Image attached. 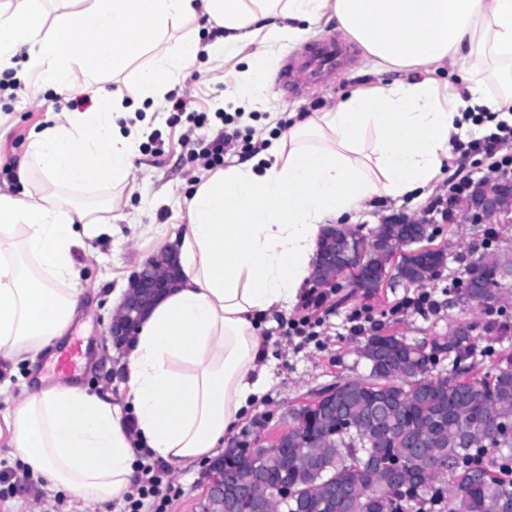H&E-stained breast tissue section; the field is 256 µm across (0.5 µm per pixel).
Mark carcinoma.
<instances>
[{
	"instance_id": "1",
	"label": "carcinoma",
	"mask_w": 512,
	"mask_h": 512,
	"mask_svg": "<svg viewBox=\"0 0 512 512\" xmlns=\"http://www.w3.org/2000/svg\"><path fill=\"white\" fill-rule=\"evenodd\" d=\"M479 281L481 288L470 284ZM512 278L498 274L497 250H485L467 264L456 295L464 309L502 311ZM474 323H458L442 336L410 343L396 334H372L361 350L367 378L336 383V417L313 402L288 412V436L278 447L250 449L245 464L281 480V456L301 450L314 459L288 472V483L309 502L307 512H333L318 499L328 484L349 488L356 512H505L512 504V430L500 416L512 412V346L497 351L490 371L479 368L474 350ZM448 354V371L434 372L437 358ZM385 404L391 424L358 432L355 425ZM415 434L427 459L409 452L406 439ZM448 459V471L429 470L423 483L392 486L377 460H395L407 471Z\"/></svg>"
}]
</instances>
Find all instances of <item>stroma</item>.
I'll return each instance as SVG.
<instances>
[{
	"instance_id": "obj_1",
	"label": "stroma",
	"mask_w": 512,
	"mask_h": 512,
	"mask_svg": "<svg viewBox=\"0 0 512 512\" xmlns=\"http://www.w3.org/2000/svg\"><path fill=\"white\" fill-rule=\"evenodd\" d=\"M238 60L224 68H212L206 55H199L175 86L176 95H190V112L173 113L165 105L154 108L148 123L149 133L137 142L132 157V175L126 188L97 187L75 193L76 202L98 210L112 205L113 236L90 238L85 254L77 261L81 284L87 290L84 310L74 320L65 344L82 341L84 356L77 369V384L95 390L106 385L112 372L111 343L106 342V328L113 313L112 294L150 256L168 245L181 224L187 223V200L197 177L205 170L197 153L201 139H214L223 129L237 131L235 150L228 152L225 163L246 159L245 146L262 137H275L285 130L289 113L317 112L359 87L388 81V74L376 73L360 48H353L348 65L337 72L331 86L302 88L288 101L275 98L257 101L249 123H242L236 112L218 117L224 103L225 73L241 69ZM16 100L0 94V193H18L21 186L14 175L22 162L33 132L45 125L55 103H67L68 94L51 88L35 89L33 78H26L16 92ZM206 113L203 128H195L191 117ZM462 171L470 181L489 174L488 164L458 169L448 162L433 185L431 193L419 201L377 202L371 209L354 212L351 223L363 231L394 214L427 217L434 230L428 244L449 251L446 266L428 283L425 292L436 304L433 311L420 314L398 310L403 299L416 297L420 290L391 282L384 283L371 295L355 293L348 279H340L335 292L329 293L318 311L323 323L315 335L303 336L291 327L297 309L279 313L265 328V352L269 361V387L262 399L240 424L232 443L236 446H271L288 422L290 408L312 401L315 395L342 379H361L369 365L359 348L365 337L381 330L419 342L447 333L449 324L476 321L486 324L485 313L466 314L450 304L453 283L460 279L465 264L484 250L485 243L498 247L505 257H512V223L453 224L448 220V181L455 171ZM16 462L9 454L6 440H0V512H79L72 497L63 492L37 488L33 479H13ZM209 466L194 462L173 466L169 476L173 489L164 512H200L208 485Z\"/></svg>"
}]
</instances>
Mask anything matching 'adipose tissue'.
Returning <instances> with one entry per match:
<instances>
[{"mask_svg":"<svg viewBox=\"0 0 512 512\" xmlns=\"http://www.w3.org/2000/svg\"><path fill=\"white\" fill-rule=\"evenodd\" d=\"M201 15L222 36L169 46L170 32ZM329 22L376 72L403 79L290 113L266 149L196 186L171 239L180 279L117 355L118 393L41 384L8 400L13 459L89 512L133 493L137 449L173 465L223 453L268 384L262 329L297 303L326 226L376 199L425 192L465 139L466 113L512 123V0H72L51 19L43 0H0V69L22 53L39 86L82 93L147 52L136 82L154 102L198 54L219 68L245 52L248 67L224 77L236 109L267 96L284 49ZM445 65L462 71L463 87L434 79ZM490 74L499 96L486 92ZM95 101L51 115L17 170L21 192L0 194V357L34 361L56 346L86 303L75 255L112 233L55 192L128 182L145 123L120 96L99 89Z\"/></svg>","mask_w":512,"mask_h":512,"instance_id":"adipose-tissue-1","label":"adipose tissue"}]
</instances>
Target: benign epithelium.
<instances>
[{
	"label": "benign epithelium",
	"instance_id": "1",
	"mask_svg": "<svg viewBox=\"0 0 512 512\" xmlns=\"http://www.w3.org/2000/svg\"><path fill=\"white\" fill-rule=\"evenodd\" d=\"M455 224H496L512 222V176L488 174L468 193H459L451 204ZM428 224L414 216L393 215L380 228L363 233L346 224L330 225L322 233L319 260L313 278L321 285L335 281L336 270L354 265L360 278L354 287L366 294L376 286L394 280L406 287L430 282L436 266L447 263L448 253L441 248H417V264L409 268L398 263L401 249L393 247L392 233L400 242L414 245L426 236ZM180 274V258L174 249H164L149 258L133 276L131 288L112 314L107 340L121 350L135 335L144 314L173 286ZM207 502L216 512H224V484L210 482Z\"/></svg>",
	"mask_w": 512,
	"mask_h": 512
}]
</instances>
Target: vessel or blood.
Returning <instances> with one entry per match:
<instances>
[{
  "instance_id": "vessel-or-blood-1",
  "label": "vessel or blood",
  "mask_w": 512,
  "mask_h": 512,
  "mask_svg": "<svg viewBox=\"0 0 512 512\" xmlns=\"http://www.w3.org/2000/svg\"><path fill=\"white\" fill-rule=\"evenodd\" d=\"M342 43L330 39L306 45L287 60L275 85L280 100H287L301 86L327 81L345 59Z\"/></svg>"
}]
</instances>
